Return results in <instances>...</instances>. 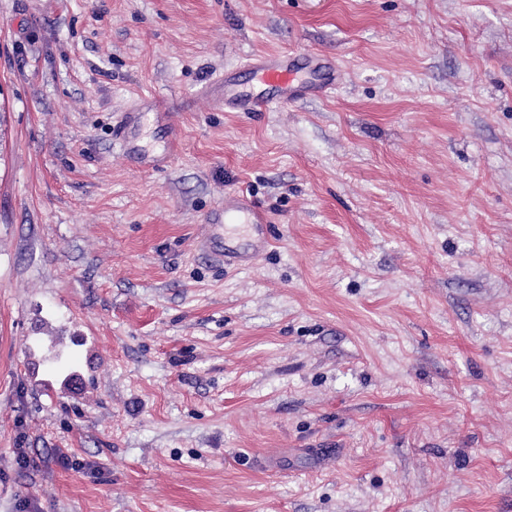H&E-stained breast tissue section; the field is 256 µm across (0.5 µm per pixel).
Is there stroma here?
Returning a JSON list of instances; mask_svg holds the SVG:
<instances>
[{
  "mask_svg": "<svg viewBox=\"0 0 512 512\" xmlns=\"http://www.w3.org/2000/svg\"><path fill=\"white\" fill-rule=\"evenodd\" d=\"M297 50L327 97L203 91ZM145 91L157 173L112 145ZM47 331L83 393L33 379ZM0 512H512V0H0ZM244 70L260 92L240 79V68H225L204 92L232 112H267L271 108L303 98H319L336 87V60L323 53L292 55L288 52L252 55ZM164 142L155 148L145 146V137L153 127ZM180 137V128L170 105L155 94H143L112 126V138L120 152L141 172H160L170 167ZM268 219L264 212L244 192L230 193L224 196V209L212 211L207 216V224L213 230L212 240L216 254L224 265H248L255 255L264 251L271 243L265 232ZM228 224H244L252 231L247 248L232 246L224 235Z\"/></svg>",
  "mask_w": 512,
  "mask_h": 512,
  "instance_id": "stroma-1",
  "label": "stroma"
}]
</instances>
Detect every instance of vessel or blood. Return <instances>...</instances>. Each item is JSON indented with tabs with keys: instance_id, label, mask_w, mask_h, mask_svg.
Here are the masks:
<instances>
[{
	"instance_id": "vessel-or-blood-1",
	"label": "vessel or blood",
	"mask_w": 512,
	"mask_h": 512,
	"mask_svg": "<svg viewBox=\"0 0 512 512\" xmlns=\"http://www.w3.org/2000/svg\"><path fill=\"white\" fill-rule=\"evenodd\" d=\"M338 69L332 56L323 53L292 55L285 52L249 56L243 69L228 68L207 91L225 110L266 112L303 98H319L335 87ZM180 137V128L170 105L155 94L141 95L119 113L112 138L122 155L142 172H160L170 167ZM207 222L218 257L224 264L243 266L271 243L265 232L267 218L251 197L241 192L225 195L222 209L212 211ZM85 339L39 336L27 345L29 357L46 365V386L53 390L79 389L83 369L75 352Z\"/></svg>"
}]
</instances>
